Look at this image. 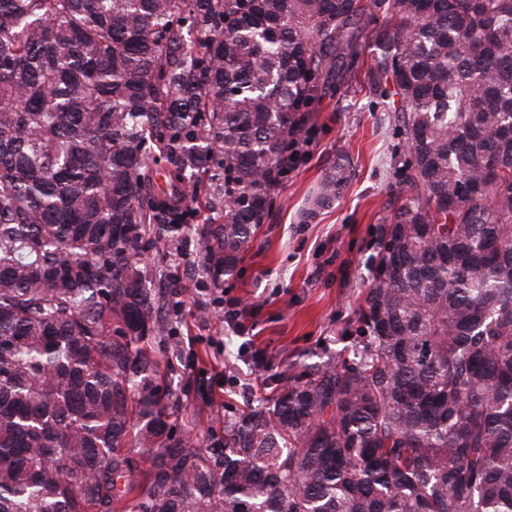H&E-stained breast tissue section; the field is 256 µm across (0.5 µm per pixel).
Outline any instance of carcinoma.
I'll return each instance as SVG.
<instances>
[{
  "label": "carcinoma",
  "mask_w": 512,
  "mask_h": 512,
  "mask_svg": "<svg viewBox=\"0 0 512 512\" xmlns=\"http://www.w3.org/2000/svg\"><path fill=\"white\" fill-rule=\"evenodd\" d=\"M367 46L410 193L362 345L190 447L151 347L157 193L221 175L204 250L233 275ZM0 512H512V0H0Z\"/></svg>",
  "instance_id": "cac0c4a2"
}]
</instances>
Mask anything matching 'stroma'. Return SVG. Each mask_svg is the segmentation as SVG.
Listing matches in <instances>:
<instances>
[{
    "label": "stroma",
    "mask_w": 512,
    "mask_h": 512,
    "mask_svg": "<svg viewBox=\"0 0 512 512\" xmlns=\"http://www.w3.org/2000/svg\"><path fill=\"white\" fill-rule=\"evenodd\" d=\"M361 55L354 80L336 83L316 103L307 153L273 191V207L255 247L234 275L214 284L205 269L204 233L220 213L199 210L185 225L177 254L148 233L146 262L168 293L171 334L155 350L161 385L181 410L175 436L212 445L224 418L271 396L280 377L306 378L322 362L351 356L359 308L369 285L375 231L404 192L397 161L403 142L393 113L372 102ZM352 176L342 196L308 224L298 215L340 155ZM243 299L244 331L222 323L225 299Z\"/></svg>",
    "instance_id": "obj_1"
}]
</instances>
